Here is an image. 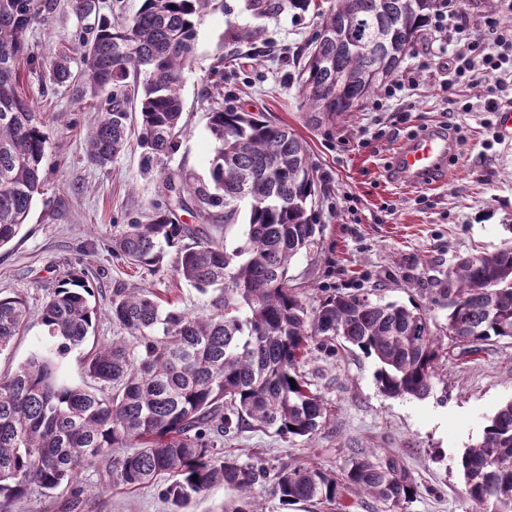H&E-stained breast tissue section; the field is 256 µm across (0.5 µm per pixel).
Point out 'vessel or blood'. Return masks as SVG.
<instances>
[{
	"label": "vessel or blood",
	"instance_id": "b4317fda",
	"mask_svg": "<svg viewBox=\"0 0 512 512\" xmlns=\"http://www.w3.org/2000/svg\"><path fill=\"white\" fill-rule=\"evenodd\" d=\"M454 152L448 135L429 130L406 141L393 158V170L399 182L421 187L436 185Z\"/></svg>",
	"mask_w": 512,
	"mask_h": 512
}]
</instances>
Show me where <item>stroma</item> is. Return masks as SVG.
<instances>
[{
	"instance_id": "35a3bbf8",
	"label": "stroma",
	"mask_w": 512,
	"mask_h": 512,
	"mask_svg": "<svg viewBox=\"0 0 512 512\" xmlns=\"http://www.w3.org/2000/svg\"><path fill=\"white\" fill-rule=\"evenodd\" d=\"M49 22L26 32L40 64L20 80L35 111L48 126L44 190L26 225L0 248V293L21 295L32 314L13 345L0 353V376L38 353L46 328L40 312L59 280L85 272L96 302L107 305L112 287L123 282L151 289L174 307L203 311L207 299L174 271L177 254L168 251L159 270L128 267L113 258L112 241L124 224L163 206L164 174L209 180L215 142L209 130L213 109L232 104L288 126L308 145L317 176L329 189L319 207L324 226L318 242L290 265L289 277L307 286L309 305L328 291L372 294L386 302L427 304L425 288L458 257L494 251L512 224V128L505 112H456L442 95L438 77L421 67L417 55L404 60L399 75L413 78L411 112L398 115L395 101L383 111L364 101L333 127L306 121L293 80L289 50L316 31L311 17L284 14L254 19L244 0H225L224 10L197 28L192 62L182 74L180 94L186 133L162 170L144 172L141 151L129 147L107 167L91 163L86 138L98 119L97 101L52 84V63L63 50L78 51L98 17L131 18L142 0H96L94 14L78 17L69 0H51ZM258 30L270 46L264 56H229L226 38L234 28ZM442 127L460 151L452 156L438 185L408 188L392 182L389 161L409 135ZM431 307L432 330L442 344L439 375L423 399L388 398L377 387L374 359L353 349L337 357L317 355L306 373L327 407L326 420L312 437L281 438L245 431L224 443L244 461L315 463L336 472L354 458L396 460L410 475L413 500L406 512H474L464 494L457 463L482 437L488 420L512 400V340L489 342L478 350L452 341L446 309ZM112 321L101 317L85 347L59 362V377L88 386L89 347L110 342ZM18 512H172L161 484L112 487L104 470L82 472L77 490L34 489Z\"/></svg>"
}]
</instances>
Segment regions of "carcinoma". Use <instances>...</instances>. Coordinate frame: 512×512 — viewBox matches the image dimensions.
<instances>
[{"mask_svg": "<svg viewBox=\"0 0 512 512\" xmlns=\"http://www.w3.org/2000/svg\"><path fill=\"white\" fill-rule=\"evenodd\" d=\"M444 3L457 0H246V9L256 19H319L296 79L307 121L334 126L396 78L425 20ZM50 9L48 0H0V248L18 236L43 187L47 121L21 92L19 76L21 64L38 63L26 30L45 23ZM218 9L223 0H143L123 27L99 19L76 67L67 54L59 57L53 84L104 99L87 137L91 162L104 168L124 152L134 119L146 169L174 153L185 132L182 72L197 25ZM256 38L257 30L243 28L233 43L259 55ZM209 128L217 142L210 182L168 176L166 190L206 221L224 209L227 227L247 203L243 243H215L199 228L175 223L166 207L125 225L112 244L113 256L155 270L178 248L175 271L212 293L207 311L166 310L147 288L114 285L106 313L118 335L88 356L95 385H67L58 379L59 359L86 342L100 310L84 275L62 281L42 309L45 352L0 377V512H16L34 487L71 485L92 467L105 470L108 484L132 488L164 476L163 496L179 508L220 485L237 492L222 512H266L258 487L270 488L285 509L301 501L334 504L345 490L389 512L411 502L409 475L391 460L358 458L338 477L315 464L283 463L273 472L261 460L224 453V436L246 429L279 437L318 431L327 407L302 374L315 350L358 349L376 361L381 394L423 399L438 375L441 346L422 305L335 293L307 307L288 278L292 259L324 230L306 142L236 106L211 112ZM426 292L448 309V334L457 342L512 339V241L448 266ZM28 315L22 297L0 294V352ZM458 467L478 512H512V400Z\"/></svg>", "mask_w": 512, "mask_h": 512, "instance_id": "obj_1", "label": "carcinoma"}]
</instances>
